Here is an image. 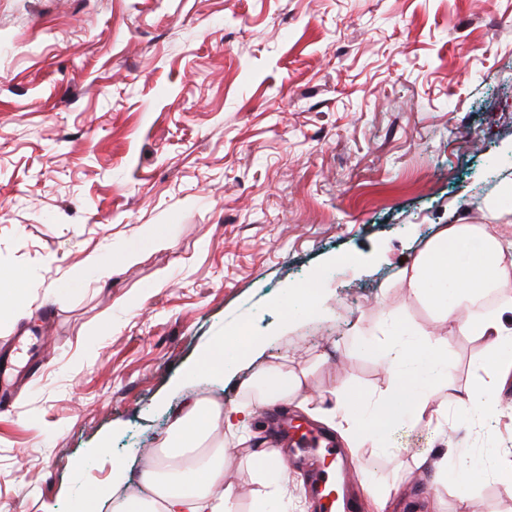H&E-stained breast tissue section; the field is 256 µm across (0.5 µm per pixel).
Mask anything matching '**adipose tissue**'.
Segmentation results:
<instances>
[{
	"label": "adipose tissue",
	"instance_id": "obj_1",
	"mask_svg": "<svg viewBox=\"0 0 512 512\" xmlns=\"http://www.w3.org/2000/svg\"><path fill=\"white\" fill-rule=\"evenodd\" d=\"M400 276L440 313L461 312V335L492 345L493 358L483 367L485 384L456 388L454 403L470 417L498 410L497 383L512 374V331L501 323L503 314L512 313V241H504L493 224H449L434 233ZM487 292L496 297L494 309L472 316ZM378 332L384 337L379 357L398 373L394 387L366 403L346 399L324 408L302 394L308 369L268 365L246 385L254 394L251 403L206 412L194 406L177 415L162 441L166 465L144 467L143 493L114 503L113 512H235L224 460L246 441L255 409L272 403L297 400L300 409L333 427L351 448L382 442L402 421L443 423L448 415L436 407L435 392L448 385L447 337L396 320ZM219 428L224 431L220 437L215 434Z\"/></svg>",
	"mask_w": 512,
	"mask_h": 512
}]
</instances>
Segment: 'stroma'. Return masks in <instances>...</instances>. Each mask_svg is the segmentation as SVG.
<instances>
[{
	"label": "stroma",
	"mask_w": 512,
	"mask_h": 512,
	"mask_svg": "<svg viewBox=\"0 0 512 512\" xmlns=\"http://www.w3.org/2000/svg\"><path fill=\"white\" fill-rule=\"evenodd\" d=\"M508 183L512 0H0V269L35 305L0 316V341L32 336L47 355L0 412V512H84L97 488L107 512L139 492L188 402L244 401L285 355H333L315 394L376 397L397 379L371 350L387 309L447 336L449 384L482 383L487 342L396 273L439 226L492 223L485 203ZM125 246L140 258L107 283L75 279L88 254ZM306 283L327 316L292 295ZM240 328L260 356L193 374ZM251 435L225 464L237 512H252L249 455L269 440ZM457 448L476 474L441 487L444 512H512L494 476L512 421L495 415L399 423L386 447L343 456L360 476L340 496L359 503L365 477L395 487L390 512H425ZM284 453L288 512H320L322 458ZM195 371L223 376L224 374V338H220L201 355Z\"/></svg>",
	"instance_id": "1"
}]
</instances>
